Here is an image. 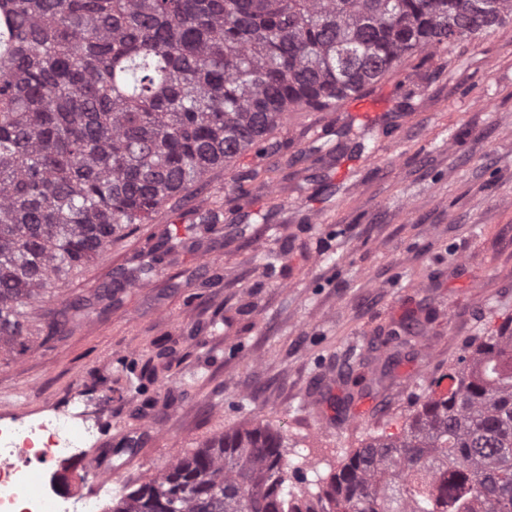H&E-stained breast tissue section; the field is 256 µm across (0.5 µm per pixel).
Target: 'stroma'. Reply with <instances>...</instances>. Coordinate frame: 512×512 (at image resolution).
<instances>
[{
    "label": "stroma",
    "mask_w": 512,
    "mask_h": 512,
    "mask_svg": "<svg viewBox=\"0 0 512 512\" xmlns=\"http://www.w3.org/2000/svg\"><path fill=\"white\" fill-rule=\"evenodd\" d=\"M365 97L372 111L290 113L265 158L213 173L77 275L64 296L181 239L149 282L0 353V419L95 416L90 451L119 494L250 422L284 434L289 469L310 480L399 433L467 343L512 322V23L405 58ZM348 124L365 150L336 137ZM233 179L242 192L227 191ZM211 211L240 221L188 233ZM408 315L411 342L386 345ZM366 400L383 414L351 424Z\"/></svg>",
    "instance_id": "stroma-1"
}]
</instances>
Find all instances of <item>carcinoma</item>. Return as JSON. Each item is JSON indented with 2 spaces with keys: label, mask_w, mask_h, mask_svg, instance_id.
Wrapping results in <instances>:
<instances>
[{
  "label": "carcinoma",
  "mask_w": 512,
  "mask_h": 512,
  "mask_svg": "<svg viewBox=\"0 0 512 512\" xmlns=\"http://www.w3.org/2000/svg\"><path fill=\"white\" fill-rule=\"evenodd\" d=\"M509 20L512 0H0V349L89 315L51 309L56 290L216 169L262 157L288 113ZM176 246L161 238L131 279ZM287 472L283 436L252 423L111 512H512V333L468 347L317 503Z\"/></svg>",
  "instance_id": "carcinoma-1"
}]
</instances>
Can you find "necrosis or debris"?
<instances>
[{
    "label": "necrosis or debris",
    "mask_w": 512,
    "mask_h": 512,
    "mask_svg": "<svg viewBox=\"0 0 512 512\" xmlns=\"http://www.w3.org/2000/svg\"><path fill=\"white\" fill-rule=\"evenodd\" d=\"M92 427L74 428L61 416L0 422V512H99L112 478L91 493L64 490L61 476L79 471Z\"/></svg>",
    "instance_id": "necrosis-or-debris-1"
}]
</instances>
